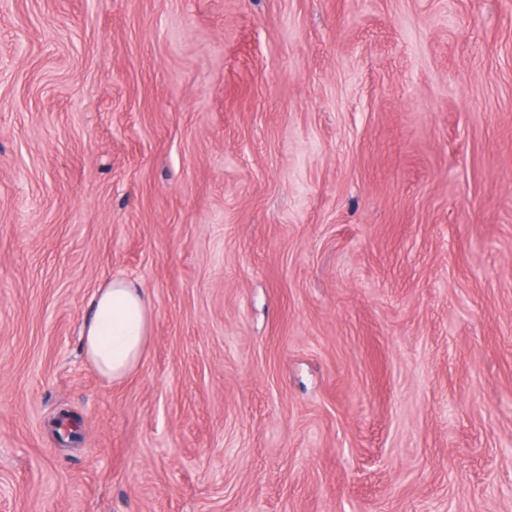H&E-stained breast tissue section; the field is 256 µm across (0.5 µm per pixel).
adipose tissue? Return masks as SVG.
<instances>
[{
  "instance_id": "1",
  "label": "adipose tissue",
  "mask_w": 512,
  "mask_h": 512,
  "mask_svg": "<svg viewBox=\"0 0 512 512\" xmlns=\"http://www.w3.org/2000/svg\"><path fill=\"white\" fill-rule=\"evenodd\" d=\"M149 323L150 308L142 289L124 280L100 289L82 336L91 364L109 379L124 378L143 356Z\"/></svg>"
}]
</instances>
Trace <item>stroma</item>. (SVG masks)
I'll list each match as a JSON object with an SVG mask.
<instances>
[{"instance_id":"obj_1","label":"stroma","mask_w":512,"mask_h":512,"mask_svg":"<svg viewBox=\"0 0 512 512\" xmlns=\"http://www.w3.org/2000/svg\"><path fill=\"white\" fill-rule=\"evenodd\" d=\"M0 512H512V0H0ZM150 308L144 292L125 280H112L95 295L82 339L91 364L119 380L140 362L147 342Z\"/></svg>"}]
</instances>
